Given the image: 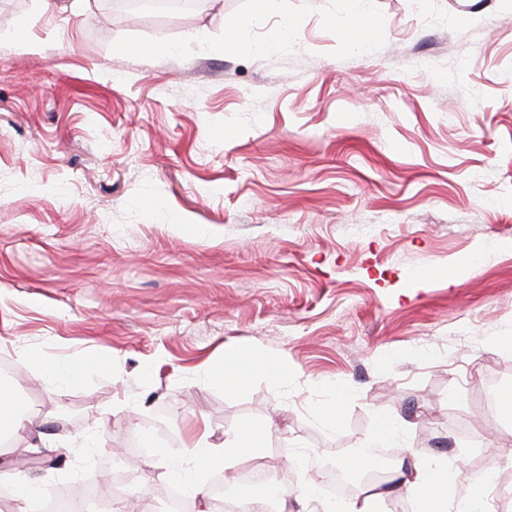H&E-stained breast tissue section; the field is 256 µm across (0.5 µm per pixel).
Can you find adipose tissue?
<instances>
[{
  "mask_svg": "<svg viewBox=\"0 0 512 512\" xmlns=\"http://www.w3.org/2000/svg\"><path fill=\"white\" fill-rule=\"evenodd\" d=\"M257 372L279 378L284 374V366L263 347L254 345L243 356L227 357L211 369L212 376L225 390L232 392L245 389L248 375ZM265 439V432L252 424L241 425L227 433L219 445L210 441L208 434H200L186 443L183 456L175 465V473L192 491H199L210 468L258 461ZM393 469L413 512H490L491 473L470 476L473 491L460 499L448 484L446 458L416 454L408 462L395 463Z\"/></svg>",
  "mask_w": 512,
  "mask_h": 512,
  "instance_id": "1",
  "label": "adipose tissue"
}]
</instances>
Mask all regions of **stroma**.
Masks as SVG:
<instances>
[{"mask_svg": "<svg viewBox=\"0 0 512 512\" xmlns=\"http://www.w3.org/2000/svg\"><path fill=\"white\" fill-rule=\"evenodd\" d=\"M32 2L0 0V33L27 16L38 45L0 43V360L29 406L0 472L98 481L104 448L162 413L135 496L174 484L200 419L217 443L267 429L275 471L305 449L303 485L392 416L401 453L512 493V412L484 409L490 378L512 392V0H205L165 20ZM255 344L284 378H209ZM64 358L88 376L50 387Z\"/></svg>", "mask_w": 512, "mask_h": 512, "instance_id": "stroma-1", "label": "stroma"}]
</instances>
